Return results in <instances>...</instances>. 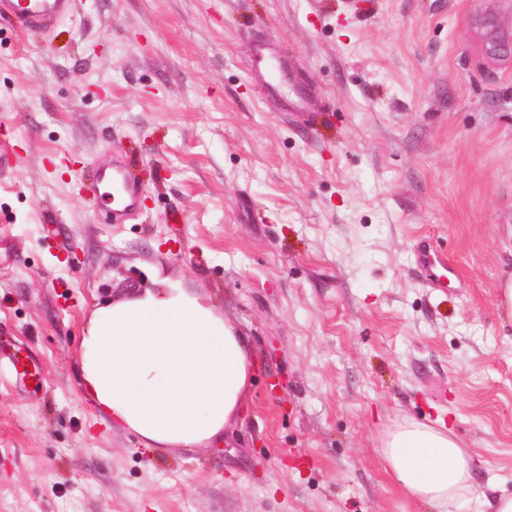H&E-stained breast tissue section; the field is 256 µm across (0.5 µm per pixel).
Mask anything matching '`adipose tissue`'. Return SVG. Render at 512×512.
Listing matches in <instances>:
<instances>
[{"mask_svg": "<svg viewBox=\"0 0 512 512\" xmlns=\"http://www.w3.org/2000/svg\"><path fill=\"white\" fill-rule=\"evenodd\" d=\"M79 352L85 394L148 448L219 440L258 369L249 337L212 304L175 287L95 308ZM381 454L404 493L437 512L465 499L473 459L449 430L397 425Z\"/></svg>", "mask_w": 512, "mask_h": 512, "instance_id": "obj_1", "label": "adipose tissue"}]
</instances>
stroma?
<instances>
[{
  "label": "stroma",
  "mask_w": 512,
  "mask_h": 512,
  "mask_svg": "<svg viewBox=\"0 0 512 512\" xmlns=\"http://www.w3.org/2000/svg\"><path fill=\"white\" fill-rule=\"evenodd\" d=\"M300 66L308 116L255 83ZM512 0H76L52 33L0 17V512H435L380 448L451 429L467 500L512 494ZM120 151L143 215L79 186ZM430 237L457 269L426 287ZM163 280L256 347L212 444L152 451L82 388L91 312ZM33 378H19L9 356ZM256 54L263 62V69L260 72H255L254 76L258 77V79L266 85L269 83L265 80V75H268L272 82L270 83L272 88H275L279 85L286 74L288 73V88L294 90L295 85L297 83L295 78V69L294 67L285 61H283L279 56L277 49L273 42L270 40H259L255 46ZM414 263L424 277L426 286L444 288L448 284V274H454V269L448 265L447 259L439 257L434 250L431 240L421 237L414 246Z\"/></svg>",
  "instance_id": "1"
}]
</instances>
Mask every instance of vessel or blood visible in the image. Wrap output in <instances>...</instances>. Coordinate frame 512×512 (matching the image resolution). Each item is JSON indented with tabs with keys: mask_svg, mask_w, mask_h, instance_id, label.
Wrapping results in <instances>:
<instances>
[{
	"mask_svg": "<svg viewBox=\"0 0 512 512\" xmlns=\"http://www.w3.org/2000/svg\"><path fill=\"white\" fill-rule=\"evenodd\" d=\"M74 11L75 0H0V15L9 17L21 34L30 30L51 31L59 20L71 16ZM255 50L263 63V74L268 75L273 84H280L287 74L293 73V66L279 57L273 42L258 41ZM93 192L110 223H126L142 211L143 187L131 175L124 156H113L111 162L97 166ZM413 257L426 286H447L448 261L437 255L429 238L423 237L416 242Z\"/></svg>",
	"mask_w": 512,
	"mask_h": 512,
	"instance_id": "1",
	"label": "vessel or blood"
}]
</instances>
